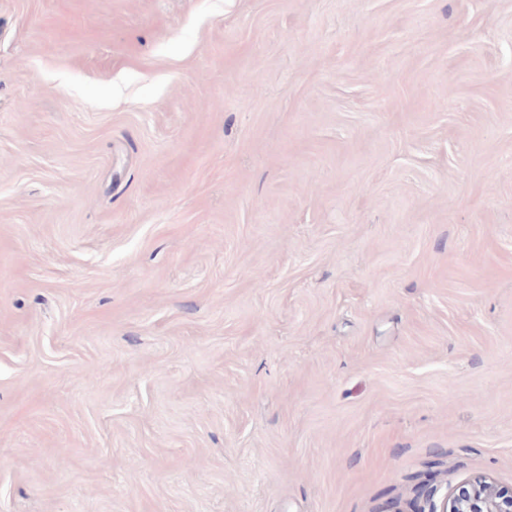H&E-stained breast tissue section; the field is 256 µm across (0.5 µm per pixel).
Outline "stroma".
Here are the masks:
<instances>
[{"mask_svg": "<svg viewBox=\"0 0 512 512\" xmlns=\"http://www.w3.org/2000/svg\"><path fill=\"white\" fill-rule=\"evenodd\" d=\"M512 486V0H0V512H431ZM431 512H512V488L503 489L488 477L457 484Z\"/></svg>", "mask_w": 512, "mask_h": 512, "instance_id": "stroma-1", "label": "stroma"}]
</instances>
